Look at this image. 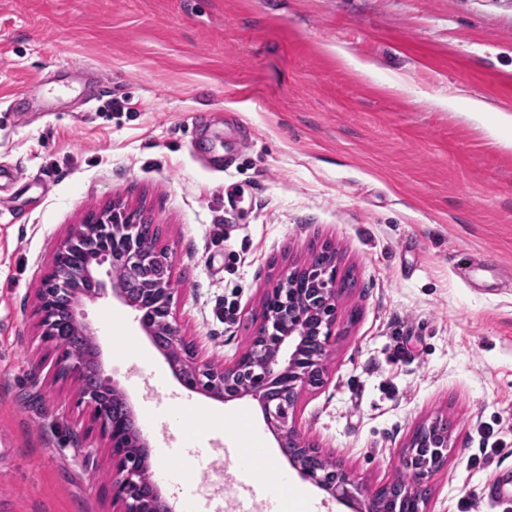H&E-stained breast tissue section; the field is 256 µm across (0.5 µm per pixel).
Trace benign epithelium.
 <instances>
[{
	"label": "benign epithelium",
	"instance_id": "1",
	"mask_svg": "<svg viewBox=\"0 0 512 512\" xmlns=\"http://www.w3.org/2000/svg\"><path fill=\"white\" fill-rule=\"evenodd\" d=\"M144 224L139 213L114 202L88 213L72 229L39 289L41 336L56 341L55 330L65 322L93 335L81 319L80 304L68 305L62 298L86 279L94 289L85 298L94 300L106 292L101 272L113 274L112 297L137 312L149 310L152 320L141 317L140 325L184 386L224 402L253 398L278 446L303 479L340 502L358 500L364 487L357 477L329 461L321 448L305 439L300 427L288 421L301 394L324 383L325 362L336 339V303L347 288L335 255L324 251L301 268L283 271L266 291L259 311L251 315L253 332L246 349L229 364L213 365L200 360L197 349L171 322L172 280L136 287L134 273L143 264H173L171 254L144 232ZM58 374L71 380L92 408V429L107 440L115 461L112 497L123 503V512H170L159 487L144 478L143 458L150 455V448L136 426L128 396L115 384L87 382L91 374L103 378L99 346L92 345L88 354L68 355ZM448 442V422L437 418L418 425L403 454V470L412 480L397 478L376 488L359 500L360 512H376L374 504L380 499L392 503L390 512H424L423 486L447 465Z\"/></svg>",
	"mask_w": 512,
	"mask_h": 512
}]
</instances>
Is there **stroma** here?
<instances>
[{"mask_svg": "<svg viewBox=\"0 0 512 512\" xmlns=\"http://www.w3.org/2000/svg\"><path fill=\"white\" fill-rule=\"evenodd\" d=\"M471 98L487 111H467ZM500 110L512 0H0V512H118L111 451L55 379L62 350L35 315L57 247L116 200L158 227L173 322L217 365L246 349L279 273L331 246L354 286L298 425L376 488L399 476L415 426L448 416L427 512H498L483 489L512 482V455L468 461L480 425L512 446ZM228 151V170L207 168ZM80 309L104 378L172 448L153 466L214 461L235 485L229 451L252 432L271 450L258 468L288 467L256 401L184 387L112 296ZM176 399L220 417L161 421Z\"/></svg>", "mask_w": 512, "mask_h": 512, "instance_id": "stroma-1", "label": "stroma"}]
</instances>
